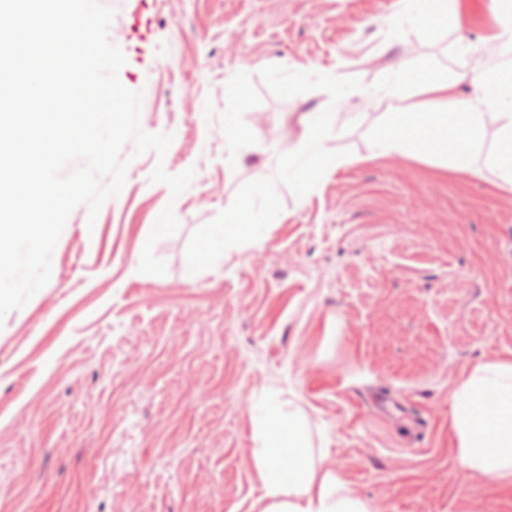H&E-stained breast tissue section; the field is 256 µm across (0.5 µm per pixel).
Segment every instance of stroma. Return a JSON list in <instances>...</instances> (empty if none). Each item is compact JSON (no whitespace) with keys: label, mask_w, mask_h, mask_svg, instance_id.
Instances as JSON below:
<instances>
[{"label":"stroma","mask_w":512,"mask_h":512,"mask_svg":"<svg viewBox=\"0 0 512 512\" xmlns=\"http://www.w3.org/2000/svg\"><path fill=\"white\" fill-rule=\"evenodd\" d=\"M124 52L135 156L89 222L77 206L48 283L0 325V512H265L252 405L302 422L314 465L369 512H512V487L463 470L450 397L512 358V187L433 155L377 156L394 68L456 80L512 66L490 0L391 36L404 0H100ZM249 139L228 153L226 113ZM349 157L311 193L288 176L310 123ZM194 169L172 197L156 164ZM267 185L264 240L200 251L224 206ZM177 231L154 246L166 205ZM94 232H87V224Z\"/></svg>","instance_id":"stroma-1"}]
</instances>
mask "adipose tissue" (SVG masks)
I'll use <instances>...</instances> for the list:
<instances>
[{
    "mask_svg": "<svg viewBox=\"0 0 512 512\" xmlns=\"http://www.w3.org/2000/svg\"><path fill=\"white\" fill-rule=\"evenodd\" d=\"M409 82L407 73L396 68L379 91L388 101L393 121L377 135L376 155H442L462 172H477L482 165L494 168L503 182L512 185V68L494 73L464 101L456 98L455 82H426L425 92L448 104L445 112L406 111L403 89ZM489 122L497 125L500 140L497 150L485 155L478 132ZM332 130V120L314 124L289 161L288 173L303 191L312 190L324 174L348 163L323 148ZM262 234L261 212L240 202L226 204L224 222L201 255L220 262L226 244L257 240ZM253 409L263 438L256 460L268 501L265 512H367L363 502L345 493L336 473L312 465L308 442L294 415L264 399ZM450 427L462 469L512 485V360L477 364L463 377L451 395Z\"/></svg>",
    "mask_w": 512,
    "mask_h": 512,
    "instance_id": "adipose-tissue-1",
    "label": "adipose tissue"
}]
</instances>
